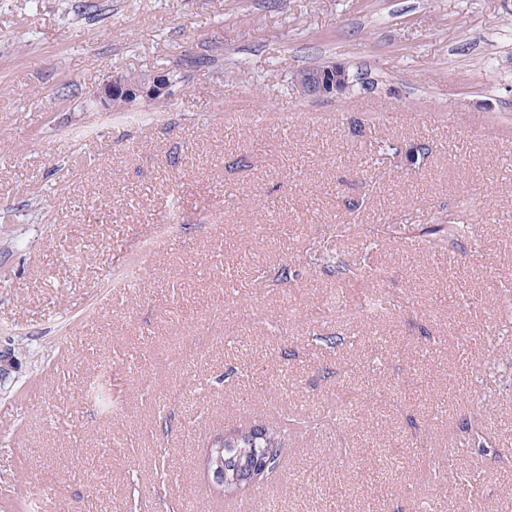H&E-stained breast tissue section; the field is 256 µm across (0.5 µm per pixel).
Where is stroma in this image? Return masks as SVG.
<instances>
[{
  "instance_id": "obj_1",
  "label": "stroma",
  "mask_w": 512,
  "mask_h": 512,
  "mask_svg": "<svg viewBox=\"0 0 512 512\" xmlns=\"http://www.w3.org/2000/svg\"><path fill=\"white\" fill-rule=\"evenodd\" d=\"M330 61L353 93L292 95ZM114 70L180 79L126 121L91 98ZM378 137L432 152L374 166ZM440 214L479 240L431 248ZM331 242L369 265L351 292L391 309L327 308L337 282L309 254ZM510 319L512 0H0V343L21 362L0 387V512H512ZM106 365L108 410L80 393ZM345 385L348 425L207 489L215 435ZM481 389L490 452L440 470Z\"/></svg>"
}]
</instances>
